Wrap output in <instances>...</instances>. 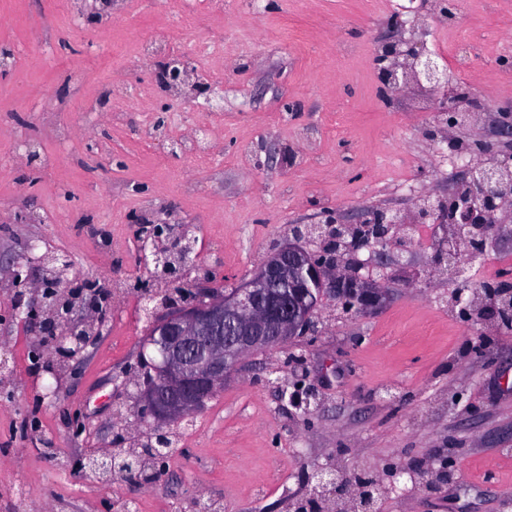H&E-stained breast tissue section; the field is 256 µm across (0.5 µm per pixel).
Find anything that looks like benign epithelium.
Wrapping results in <instances>:
<instances>
[{
	"mask_svg": "<svg viewBox=\"0 0 512 512\" xmlns=\"http://www.w3.org/2000/svg\"><path fill=\"white\" fill-rule=\"evenodd\" d=\"M83 16L89 23L96 22L112 0H81ZM406 22L401 14L393 15L390 34L377 42L375 61L379 78L391 97L399 100L408 90L427 83L436 93L433 111L448 116V126L467 124L471 113L462 112L456 105L457 97L448 81V72L431 54L423 42L405 38ZM192 65L183 56L168 62L166 82L169 85L190 80ZM499 136L511 146L502 154L503 160L488 165L480 160L484 146L480 145L463 155L458 150H447L448 138L430 133L441 161L450 163L460 177L448 183L444 194H424L417 197L411 217L399 210L366 207L352 221L330 215L323 224L316 225L330 240V249L317 257L297 244L282 245L271 253L254 271L252 277L232 294L202 292L193 303L154 319L146 344L154 347L158 359L156 375L143 379L141 398L144 411L153 419L156 438L162 440L171 425L199 412L215 393L224 389V379L235 373L249 354L270 349L288 341L309 326L308 287H317L358 314L375 310L383 301L385 292L373 280L357 278L339 268V259L332 248L345 244L352 237L350 251L368 250L381 260L386 256L395 224H441L446 220L462 232L460 241L466 243L468 259L475 260L485 250L496 225L512 222V181L505 180L502 165L512 161V109L499 126ZM191 260L192 249L182 237L171 245L152 240L151 250L145 255L154 268L176 275L169 261L172 254ZM439 262H448V275L459 273V247L448 245L437 248ZM42 264L51 266L57 275L65 274L71 262L65 256L39 257ZM55 280L40 284L42 295L51 301L53 318L65 324L57 340V349L72 354L88 340V330L73 323L72 303L64 293L54 288ZM141 452L133 449L124 458L108 450L87 457V468L92 472H122L132 480H141L139 472ZM317 482L322 491L335 493L344 479L333 473L320 472ZM356 493L350 512H375L379 483L369 476L355 478Z\"/></svg>",
	"mask_w": 512,
	"mask_h": 512,
	"instance_id": "benign-epithelium-1",
	"label": "benign epithelium"
}]
</instances>
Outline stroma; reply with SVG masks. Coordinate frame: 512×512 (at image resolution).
Wrapping results in <instances>:
<instances>
[{"mask_svg":"<svg viewBox=\"0 0 512 512\" xmlns=\"http://www.w3.org/2000/svg\"><path fill=\"white\" fill-rule=\"evenodd\" d=\"M387 0H113L79 32L61 0H0V512H294L318 468L382 486L379 512H512V328L486 284L512 269V223L480 260H462L470 308L435 262L445 229L392 249L366 274L387 291L363 316L323 297L315 330L253 354L190 419L149 483L85 473L90 454L137 447L139 353L150 311L167 295L187 305L199 286L241 285L272 248L299 241V224L378 205L410 210L448 186L428 129L445 119L411 98H386L373 47L392 17ZM444 58L464 41L471 90L464 149L505 146L496 110L512 107V0H459L456 18L423 10ZM168 33L177 55L216 71L218 111L186 112L158 79L168 57L139 58L141 40ZM128 71L117 120L97 98L109 71ZM85 76L77 89L73 72ZM66 103L42 111L41 89ZM207 122L210 157L189 163L169 144ZM65 128L69 138L57 137ZM36 160L24 161L25 152ZM167 224L196 239L198 259L172 282L141 259L147 230ZM67 256L60 288L103 295L92 341L54 354L45 329L16 308L18 293L50 276L27 246ZM317 399L306 402L305 388ZM453 461L451 481L429 488Z\"/></svg>","mask_w":512,"mask_h":512,"instance_id":"obj_1","label":"stroma"}]
</instances>
